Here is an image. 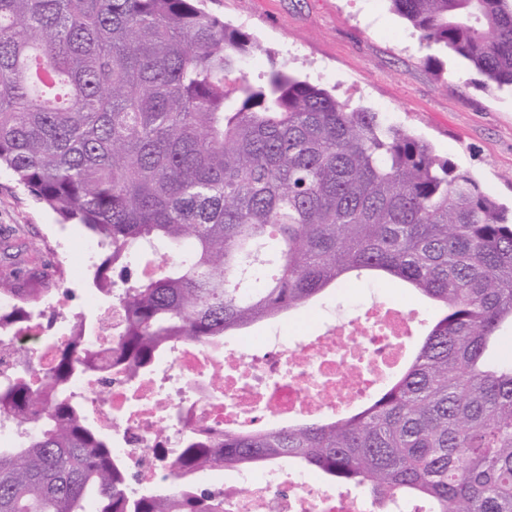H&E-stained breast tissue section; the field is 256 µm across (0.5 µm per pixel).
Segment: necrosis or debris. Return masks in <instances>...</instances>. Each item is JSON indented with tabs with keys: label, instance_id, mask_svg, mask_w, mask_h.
I'll use <instances>...</instances> for the list:
<instances>
[{
	"label": "necrosis or debris",
	"instance_id": "obj_1",
	"mask_svg": "<svg viewBox=\"0 0 512 512\" xmlns=\"http://www.w3.org/2000/svg\"><path fill=\"white\" fill-rule=\"evenodd\" d=\"M81 298L76 311L53 303L60 327L51 334L42 330L38 311L20 323L0 321V389L20 380L39 386L61 346L100 353L101 361L77 370L62 393L109 439L113 455L126 461L135 494L165 486L187 438L281 424L361 401L382 383L410 324L398 307H371L363 318L340 322L295 347L284 336L259 337L268 349L261 357L240 352L234 340L178 341L150 370L133 373L105 361L120 332L119 306L92 290ZM22 332L37 340L33 358L17 345ZM220 472L212 467L204 487L223 498L224 512H394L392 505L312 483L284 466L240 470L227 480Z\"/></svg>",
	"mask_w": 512,
	"mask_h": 512
}]
</instances>
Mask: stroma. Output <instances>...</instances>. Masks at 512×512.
<instances>
[{"label":"stroma","mask_w":512,"mask_h":512,"mask_svg":"<svg viewBox=\"0 0 512 512\" xmlns=\"http://www.w3.org/2000/svg\"><path fill=\"white\" fill-rule=\"evenodd\" d=\"M206 11L249 33L258 49L246 71L260 82L270 61L336 97L427 140L512 209V89L484 85L466 61L420 44L387 0H205ZM90 233L56 215L0 170V252L22 249V269L40 271L52 292L90 288L103 251L85 255ZM384 302L424 327L434 312L391 280H350L286 317L300 341Z\"/></svg>","instance_id":"35a3bbf8"}]
</instances>
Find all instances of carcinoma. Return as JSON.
Returning a JSON list of instances; mask_svg holds the SVG:
<instances>
[{
    "label": "carcinoma",
    "instance_id": "1",
    "mask_svg": "<svg viewBox=\"0 0 512 512\" xmlns=\"http://www.w3.org/2000/svg\"><path fill=\"white\" fill-rule=\"evenodd\" d=\"M418 35L512 88V0H388ZM195 0H0V166L107 251L96 283L115 357L209 344L387 275L439 310L411 360L355 409L190 441L138 497L125 462L61 396L79 352L0 393L39 434L0 449V512H224L189 475L292 462L427 512H512V217L432 146L271 62ZM19 255L0 293L26 301ZM141 268L133 273L131 266ZM118 279H113V276Z\"/></svg>",
    "mask_w": 512,
    "mask_h": 512
}]
</instances>
